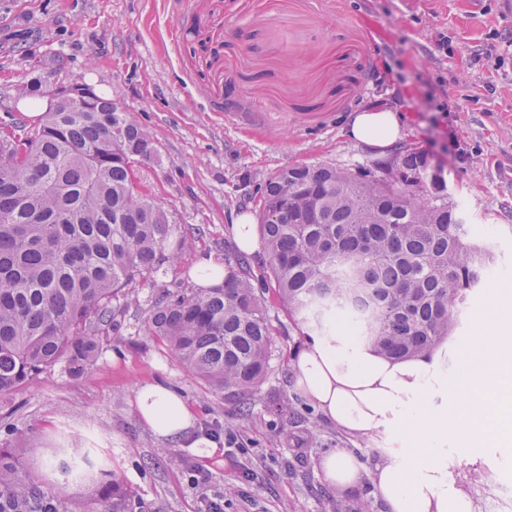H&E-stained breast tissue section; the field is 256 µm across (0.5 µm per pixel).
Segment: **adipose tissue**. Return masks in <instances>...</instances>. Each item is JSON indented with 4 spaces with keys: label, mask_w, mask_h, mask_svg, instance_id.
<instances>
[{
    "label": "adipose tissue",
    "mask_w": 512,
    "mask_h": 512,
    "mask_svg": "<svg viewBox=\"0 0 512 512\" xmlns=\"http://www.w3.org/2000/svg\"><path fill=\"white\" fill-rule=\"evenodd\" d=\"M400 112L376 104L357 113L347 133L379 148L400 139ZM494 317L479 316L469 352L456 366L448 361L454 344L400 361L387 359L344 325L314 338L291 358L296 390L344 433L387 449L372 470H364L346 451L320 463L325 481L349 492L370 480L385 512H475L474 502L451 483L458 459L452 443L480 436L477 421L512 419V401L492 403L504 365L512 362V297L491 293ZM136 408L157 437H189L196 417L185 400L160 384L136 393Z\"/></svg>",
    "instance_id": "ef3b65f1"
}]
</instances>
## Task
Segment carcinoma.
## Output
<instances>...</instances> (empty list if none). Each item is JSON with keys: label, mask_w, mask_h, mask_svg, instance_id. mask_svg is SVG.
Masks as SVG:
<instances>
[{"label": "carcinoma", "mask_w": 512, "mask_h": 512, "mask_svg": "<svg viewBox=\"0 0 512 512\" xmlns=\"http://www.w3.org/2000/svg\"><path fill=\"white\" fill-rule=\"evenodd\" d=\"M152 151L130 113L99 95L90 111L63 105L38 127L0 124V396L60 362L83 373L102 353L123 288L189 247L136 181ZM436 171L427 153L408 150L392 183L374 168L331 165L269 176L260 228L288 315L320 333L341 316L393 360L440 344L492 255L448 206ZM146 330L221 396L248 394L273 356L275 329L245 269L214 288L165 294ZM81 463L92 495L133 512L121 473L86 455ZM0 512H60L19 449L2 445Z\"/></svg>", "instance_id": "carcinoma-1"}]
</instances>
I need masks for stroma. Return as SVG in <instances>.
<instances>
[{"label": "stroma", "mask_w": 512, "mask_h": 512, "mask_svg": "<svg viewBox=\"0 0 512 512\" xmlns=\"http://www.w3.org/2000/svg\"><path fill=\"white\" fill-rule=\"evenodd\" d=\"M45 76L92 88L148 131L155 151L138 180L190 247L125 288L93 366L72 376L60 363L0 397V443L18 444L67 512L106 506L60 476L59 448L97 449L145 512H202L207 497L223 512H334L323 455L350 449L369 469L381 445L341 432L294 390L291 356L308 339L265 249L240 254L230 226L259 217L264 180L282 168L372 166L380 152L350 140L346 124L372 105L395 108L407 122L402 146L442 167L473 240L494 252L489 287L457 306L449 338L465 352L489 289L512 294V0H0V122H39ZM238 255L278 329L245 406L212 394L144 327L158 299L193 287L203 259ZM153 382L182 395L196 435L229 431L242 450L155 437L133 406ZM456 453L448 478L476 512H512V426Z\"/></svg>", "instance_id": "obj_1"}]
</instances>
